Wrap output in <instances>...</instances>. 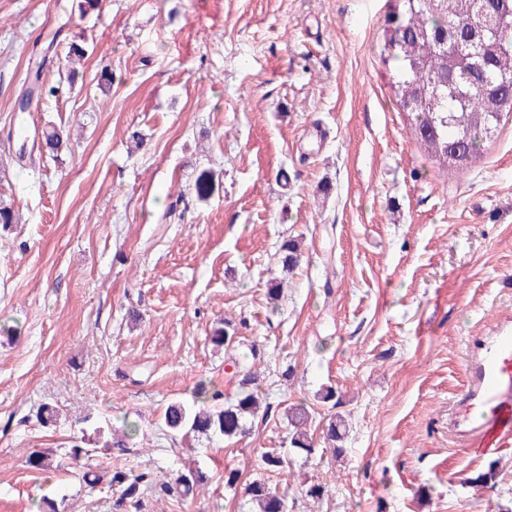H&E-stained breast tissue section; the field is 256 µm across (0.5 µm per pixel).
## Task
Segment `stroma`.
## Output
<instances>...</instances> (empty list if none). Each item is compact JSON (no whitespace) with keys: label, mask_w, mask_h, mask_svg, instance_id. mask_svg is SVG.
<instances>
[{"label":"stroma","mask_w":512,"mask_h":512,"mask_svg":"<svg viewBox=\"0 0 512 512\" xmlns=\"http://www.w3.org/2000/svg\"><path fill=\"white\" fill-rule=\"evenodd\" d=\"M390 10L104 0L83 16L78 0H0V202L15 214L0 225V512L45 495L59 512H251L256 480L287 489L288 512L512 508V446L474 454L448 426L471 339L512 317V122L467 171L429 159L381 55ZM34 67L57 92L23 114ZM48 127L68 138L59 154ZM227 322L232 344L214 346ZM252 364L268 409L245 434L163 424L199 382L234 400ZM298 403L315 432L345 416L344 456L291 446ZM132 422L124 451L70 459L82 434ZM35 450L55 469L31 468ZM110 466L153 482L134 503L83 478ZM190 468L203 489L162 495Z\"/></svg>","instance_id":"obj_1"}]
</instances>
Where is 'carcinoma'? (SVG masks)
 Instances as JSON below:
<instances>
[{"mask_svg": "<svg viewBox=\"0 0 512 512\" xmlns=\"http://www.w3.org/2000/svg\"><path fill=\"white\" fill-rule=\"evenodd\" d=\"M391 27L384 41V61L392 63L390 84L397 103L410 117V138L442 166L464 170L483 156L485 147L500 133L503 120L512 118V28L503 31L485 24L480 10L497 18H512V0H394ZM482 56L483 68L476 72L464 58ZM56 93L41 80V72L29 75V87L19 102L25 112L32 100ZM282 264L290 269L300 253L292 240L285 241ZM241 390L235 402L219 410L195 409L175 401L164 413L172 430L226 438L245 430L246 422L257 415L261 402L250 390L256 373L241 368ZM293 427L291 444L311 452L309 413L304 404L290 407ZM345 420L340 415L325 425L326 439L337 444L343 438ZM139 475L133 480L122 471L110 476L109 485L124 487V495L134 498L139 491ZM206 482L203 473L189 469L161 490L189 495ZM248 492L258 512H286V491H272L266 483L254 481Z\"/></svg>", "mask_w": 512, "mask_h": 512, "instance_id": "cac0c4a2", "label": "carcinoma"}]
</instances>
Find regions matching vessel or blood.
I'll list each match as a JSON object with an SVG mask.
<instances>
[{
    "mask_svg": "<svg viewBox=\"0 0 512 512\" xmlns=\"http://www.w3.org/2000/svg\"><path fill=\"white\" fill-rule=\"evenodd\" d=\"M461 401L479 417L463 436L465 450L490 451L512 442V330L500 331L478 362L467 366Z\"/></svg>",
    "mask_w": 512,
    "mask_h": 512,
    "instance_id": "1",
    "label": "vessel or blood"
}]
</instances>
